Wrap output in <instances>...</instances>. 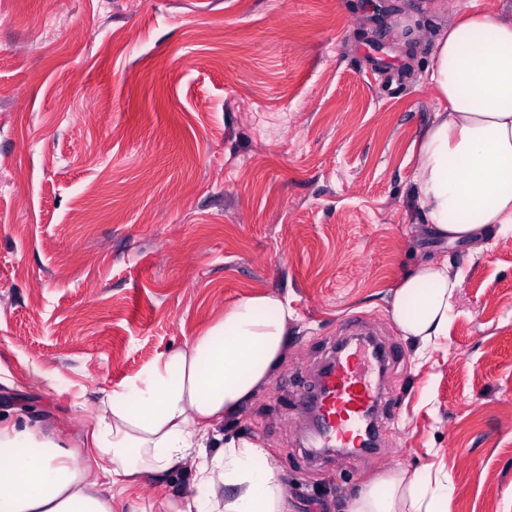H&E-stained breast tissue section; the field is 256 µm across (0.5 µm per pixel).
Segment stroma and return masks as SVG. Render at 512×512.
Segmentation results:
<instances>
[{"label":"stroma","mask_w":512,"mask_h":512,"mask_svg":"<svg viewBox=\"0 0 512 512\" xmlns=\"http://www.w3.org/2000/svg\"><path fill=\"white\" fill-rule=\"evenodd\" d=\"M473 5L512 0H0V415L78 438L103 392L270 293L291 341L226 428L268 448L290 512L397 469L447 480L446 512H512V232L475 254L409 199L425 69ZM443 257L462 288L420 355L389 299ZM351 324L396 354L384 449L314 456L295 392ZM191 477L112 506L158 512Z\"/></svg>","instance_id":"obj_1"}]
</instances>
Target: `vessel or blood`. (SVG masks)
I'll list each match as a JSON object with an SVG mask.
<instances>
[{"mask_svg":"<svg viewBox=\"0 0 512 512\" xmlns=\"http://www.w3.org/2000/svg\"><path fill=\"white\" fill-rule=\"evenodd\" d=\"M386 354L340 344L321 373L317 387L300 395L301 404L319 422L313 442L325 448H358L367 440L381 394L366 375L368 364L384 365Z\"/></svg>","mask_w":512,"mask_h":512,"instance_id":"1","label":"vessel or blood"}]
</instances>
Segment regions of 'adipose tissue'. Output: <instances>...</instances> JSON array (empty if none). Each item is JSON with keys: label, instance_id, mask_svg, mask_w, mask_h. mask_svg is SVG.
<instances>
[{"label": "adipose tissue", "instance_id": "1", "mask_svg": "<svg viewBox=\"0 0 512 512\" xmlns=\"http://www.w3.org/2000/svg\"><path fill=\"white\" fill-rule=\"evenodd\" d=\"M426 82L442 108L418 140L411 197L436 237L482 252L512 232V14L467 11L439 31ZM462 284L447 260L418 264L397 280L390 316L427 349L448 333ZM293 312L274 294L248 296L201 336L105 393L87 433V457L53 431L0 423V512H112L111 491L151 475L168 484L193 474L161 512H288L285 484L267 448L228 436L269 384L288 348ZM448 486L403 471L354 491L345 512H444Z\"/></svg>", "mask_w": 512, "mask_h": 512}]
</instances>
